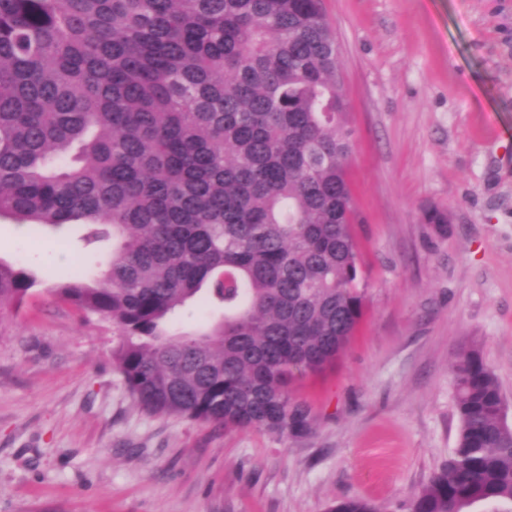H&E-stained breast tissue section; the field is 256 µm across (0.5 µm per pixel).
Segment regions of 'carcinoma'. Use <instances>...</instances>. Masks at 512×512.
I'll use <instances>...</instances> for the list:
<instances>
[{
  "mask_svg": "<svg viewBox=\"0 0 512 512\" xmlns=\"http://www.w3.org/2000/svg\"><path fill=\"white\" fill-rule=\"evenodd\" d=\"M337 71L322 0H0V219L112 241L55 294L112 323L143 410L308 429L290 380L334 362L364 308ZM36 282L0 259V312ZM198 299L222 317L171 333ZM452 373L456 446L407 512H512L498 381L476 346Z\"/></svg>",
  "mask_w": 512,
  "mask_h": 512,
  "instance_id": "carcinoma-1",
  "label": "carcinoma"
}]
</instances>
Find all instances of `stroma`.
<instances>
[{"instance_id": "35a3bbf8", "label": "stroma", "mask_w": 512, "mask_h": 512, "mask_svg": "<svg viewBox=\"0 0 512 512\" xmlns=\"http://www.w3.org/2000/svg\"><path fill=\"white\" fill-rule=\"evenodd\" d=\"M354 129L366 298L343 354L297 376L312 429L148 414L111 323L59 300L111 243L0 219L39 283L0 313V512H402L454 448L453 354L476 344L512 422V0H323ZM438 210L447 223H428Z\"/></svg>"}]
</instances>
